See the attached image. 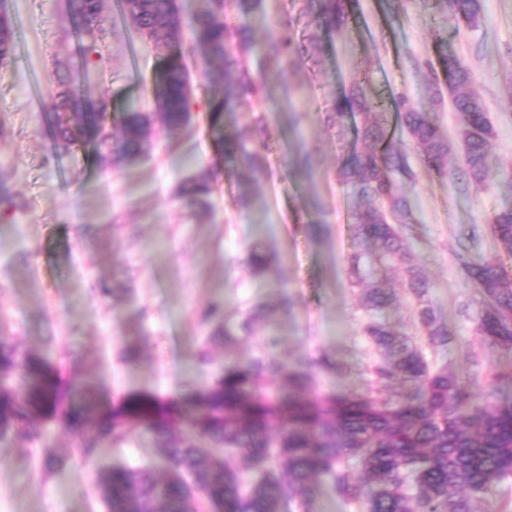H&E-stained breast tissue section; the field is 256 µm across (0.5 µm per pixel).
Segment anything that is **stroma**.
I'll list each match as a JSON object with an SVG mask.
<instances>
[{
  "label": "stroma",
  "instance_id": "1",
  "mask_svg": "<svg viewBox=\"0 0 512 512\" xmlns=\"http://www.w3.org/2000/svg\"><path fill=\"white\" fill-rule=\"evenodd\" d=\"M116 2L103 0L104 60L86 66L75 48L72 0H0L15 31L13 61L0 68V334L21 351L64 365L105 403L141 392L180 397L219 377L225 359L257 357L270 328L282 356L327 358L331 368L318 373V390L408 392L398 381H373L368 367L377 352L362 333L364 291L348 276L355 251L350 226L361 201L340 170L362 146L356 138L362 120L351 117L339 127L327 112L359 78L379 104L390 142L415 172L414 180L397 182L420 221L408 244L449 340L434 346L421 335L416 301L395 266L380 276L395 297L381 319L479 399H512V381L491 380L512 365V350L490 347L477 334L483 296L463 271L464 263L481 260L512 271V256L490 229L494 214L512 204V0H483L476 27L452 18L437 0H349L348 23L336 31L316 23V0H264L247 15L231 14V23H245L258 43L281 26L294 29L303 57L282 80L306 92L302 111H286L277 85L259 111L236 107L225 113L222 129H212L210 101L223 95L224 81L217 65L196 53L190 126L170 139L154 121L147 155L123 167L91 147L65 146L51 127L53 74L63 66L85 99L105 103L113 135H120L129 105L155 113L164 50L142 38ZM447 55L474 72L494 127L480 183L463 173L456 150L447 173L426 167L389 109L392 96L407 94L457 142L452 104H432L428 88ZM258 118L264 166L254 178L237 155L225 153L224 142L248 136ZM304 148L314 157L309 172L293 164ZM211 169L219 173L211 210L189 208L178 195L180 182ZM253 179L260 184L257 199L241 207ZM254 252L269 259L259 273L250 263ZM215 302L223 303L232 327L255 304L274 313L253 335L228 345L200 320ZM128 345L135 360L123 358ZM204 347L206 363L198 360ZM49 453L64 464L47 474ZM159 464V448L138 430L102 443L87 464L61 428L45 429L36 441L11 438L0 442V512H105L93 489L99 470Z\"/></svg>",
  "mask_w": 512,
  "mask_h": 512
}]
</instances>
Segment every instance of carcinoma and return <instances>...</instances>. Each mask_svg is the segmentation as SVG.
I'll list each match as a JSON object with an SVG mask.
<instances>
[{
  "label": "carcinoma",
  "mask_w": 512,
  "mask_h": 512,
  "mask_svg": "<svg viewBox=\"0 0 512 512\" xmlns=\"http://www.w3.org/2000/svg\"><path fill=\"white\" fill-rule=\"evenodd\" d=\"M203 7L185 19L172 0H120L122 17L149 39L163 44L157 109L168 137L175 139L191 121V93L185 40L211 60L224 64V97L212 102L211 126L224 122L233 104L251 105L270 98L265 78L249 71L251 57H262L266 70L280 77L302 54L288 29L258 45L244 26L227 20L230 12L248 13L260 0H201ZM76 34L84 63L103 60L98 41L102 0H74ZM454 17L476 26L482 0H447ZM317 23L341 30L348 21L345 0H320ZM9 19L0 23V66L13 52ZM447 82L432 80V100L449 99L458 117V140L469 177L481 182L488 174L492 123L472 86L473 72L460 60L446 61ZM53 100L54 133L67 145L90 142L112 164L137 161L151 129L149 116L130 106L122 136L114 138L106 109L90 111L70 74L58 76ZM393 108L406 126L422 161L441 171L451 150L431 114L401 94ZM362 116L361 149L345 163L341 177L352 182L365 205L356 212L352 237L367 245L351 256V285L366 289L372 312L364 326L380 352L370 371L375 380L399 379L413 394L375 395L370 391L344 396L312 392L314 376L330 363L303 356L293 362L277 352L278 339L265 338L266 351L241 364L224 363L220 378L180 402L152 394L128 395L97 404L63 369L40 358L21 355L0 336V440L38 438L44 427L62 425L79 441L85 459L97 444L123 440L129 430L151 434L162 449L165 475L149 469L112 467L97 473L94 487L107 512H311L320 479L349 501L366 502L367 512H472L467 493H482L512 478V401L479 402L445 366L432 367L407 337L390 332L378 321L393 295L379 283V273L398 265L417 301L419 331L434 345L448 343V329L427 300L429 284L410 252L402 227L418 223L409 198L394 191V176L414 179L407 155L395 149L378 117V105L365 82L355 79L348 93L336 99L331 119L340 125L349 113ZM227 150L254 172L261 169L253 143L238 138ZM215 174L189 177L180 186L185 202L208 211ZM494 236L512 254V206L493 217ZM466 278L482 290L484 308L477 331L491 347L512 349V274L494 261L465 267ZM271 309L256 304L233 330L221 325L224 307L213 304L202 313L206 323H220L224 343L252 334L253 324L268 319ZM352 460L360 476L350 482L341 466Z\"/></svg>",
  "instance_id": "obj_1"
}]
</instances>
